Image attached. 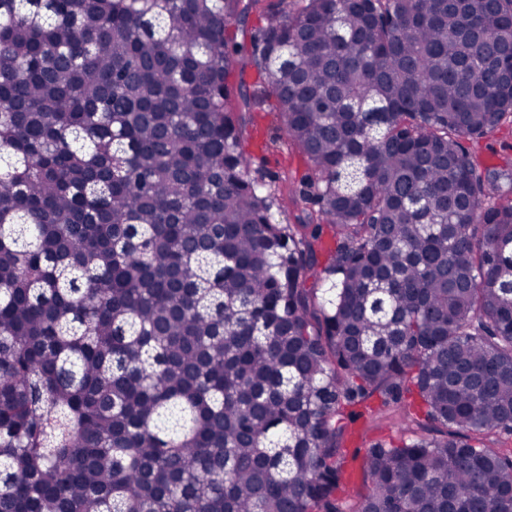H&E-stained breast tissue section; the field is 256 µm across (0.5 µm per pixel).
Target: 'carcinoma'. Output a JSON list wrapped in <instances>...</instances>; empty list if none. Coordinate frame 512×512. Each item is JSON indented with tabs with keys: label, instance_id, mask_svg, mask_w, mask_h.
Segmentation results:
<instances>
[{
	"label": "carcinoma",
	"instance_id": "carcinoma-1",
	"mask_svg": "<svg viewBox=\"0 0 512 512\" xmlns=\"http://www.w3.org/2000/svg\"><path fill=\"white\" fill-rule=\"evenodd\" d=\"M260 2L0 0V512H512V0ZM249 135L246 150L251 156L250 173L275 182L277 187L298 185L308 173L301 154L280 131L272 102H264L254 112L241 114ZM474 149L487 165L502 163L504 157L512 156V127H503L481 139ZM356 428L360 430L362 437L357 439V445L365 450L371 444L376 442H389L390 440L397 441L400 436V426L395 422L382 423L380 425H374L366 423L364 419L357 422Z\"/></svg>",
	"mask_w": 512,
	"mask_h": 512
}]
</instances>
